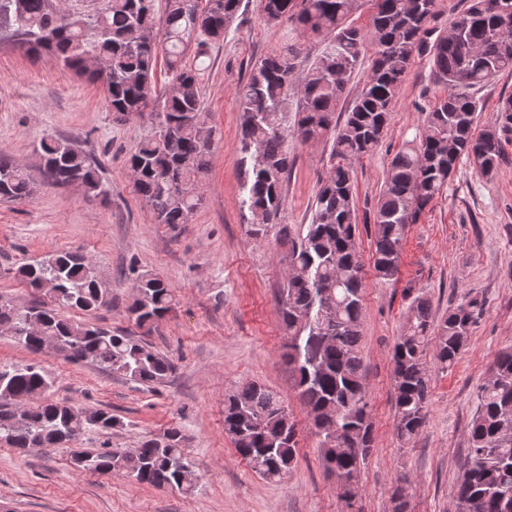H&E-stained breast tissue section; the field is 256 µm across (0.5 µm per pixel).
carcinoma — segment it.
<instances>
[{
	"label": "carcinoma",
	"instance_id": "obj_1",
	"mask_svg": "<svg viewBox=\"0 0 512 512\" xmlns=\"http://www.w3.org/2000/svg\"><path fill=\"white\" fill-rule=\"evenodd\" d=\"M369 29L349 17L359 0H258L269 25L289 24L324 42L321 55L305 71L294 56L276 54L255 65L237 90L241 112L239 150L247 165L240 201L247 236L263 241L283 206L282 188L292 166L286 143L332 138L334 163L318 190L311 223L280 228L288 243V263L278 289L279 313L287 342L283 358L312 428L335 426L336 439L319 437L328 473L352 478L374 447L361 355L364 265L354 204L351 161L382 141L390 108L414 57L429 56L447 92L426 110L412 147L395 154L374 211L372 263L378 278L399 273L408 225L418 222L442 194L459 160L467 158L483 175L505 160L512 135V94L480 125L481 109L471 90L512 70V0H468L450 30L434 25L436 0H372ZM242 0H167L163 28H156L154 0H0V45L13 44L38 55H53L65 68L102 87L115 118L149 111L154 127L128 164L135 192L150 204L159 224L190 223L202 202L201 187L212 152L200 97L199 75L186 63L191 43L196 55L224 38ZM369 76L336 127V107L365 51ZM172 73V86L159 93L154 80L158 56ZM298 98L297 120L288 125V104ZM43 182L75 186L88 198L107 200L100 163L68 141L44 138L35 149ZM26 170L0 150V200L31 195ZM15 276L43 299L19 304L0 295V327L32 354L55 349L65 359L89 362L143 385L161 384L173 372L165 356L134 336L66 319L64 308L91 311L106 295L92 260L79 251L51 254L15 269ZM171 289L144 276L133 285L130 312L136 324L151 327L171 309ZM477 302L448 309L434 322L427 301L416 300L394 346L395 430L409 444L426 418L431 370L452 367L476 323ZM51 380L35 364L0 365V444L16 451L56 448L87 431H108L119 423L111 412L88 411L48 399ZM224 433L238 454L267 480L287 477L297 462V424L277 393L251 381L224 400ZM167 440L147 438L139 447L74 448L76 471L123 474L129 479L185 493L196 475L176 428ZM462 512H512V347L497 355L480 388L479 409L469 426V454L457 485Z\"/></svg>",
	"mask_w": 512,
	"mask_h": 512
}]
</instances>
